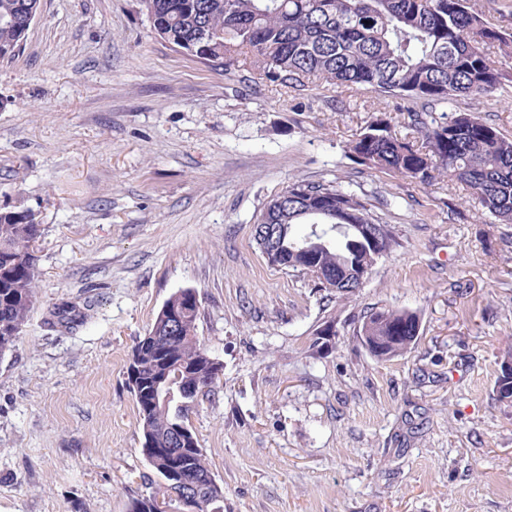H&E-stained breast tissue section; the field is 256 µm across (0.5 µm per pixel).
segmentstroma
I'll return each instance as SVG.
<instances>
[{"instance_id":"1","label":"stroma","mask_w":512,"mask_h":512,"mask_svg":"<svg viewBox=\"0 0 512 512\" xmlns=\"http://www.w3.org/2000/svg\"><path fill=\"white\" fill-rule=\"evenodd\" d=\"M459 107L512 136V93ZM384 112L420 142L368 87L287 92L177 51L138 0H41L0 61V209L42 226L37 302L0 358V512H127L148 491L126 367L183 289L224 365L190 417L224 512H512V405L492 398L512 224L447 178L353 164L347 144ZM296 181L368 199L401 241L350 298L254 242ZM67 301L86 323L48 328ZM371 307L417 312L414 348L372 357L356 336Z\"/></svg>"}]
</instances>
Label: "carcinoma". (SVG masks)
<instances>
[{
	"label": "carcinoma",
	"instance_id": "carcinoma-1",
	"mask_svg": "<svg viewBox=\"0 0 512 512\" xmlns=\"http://www.w3.org/2000/svg\"><path fill=\"white\" fill-rule=\"evenodd\" d=\"M41 0H0V60L13 58L39 14ZM154 34L191 56L246 71L285 89L310 84L367 86L402 101L409 127L423 138L416 146L396 133L387 117L366 123L347 146L351 161L368 169L428 185L440 176L466 186L489 217L512 224V137L473 112L454 109L461 100L492 96L512 84L488 50L512 52V33L486 22L470 0H139ZM449 106L440 113L438 107ZM266 224H318L317 249L322 274L304 263L302 272L324 288L336 278V295L345 298L361 284L347 278L358 269L372 274L378 260L399 247L390 225L383 224L382 249L366 240L359 226L377 224L368 204L336 184L294 182L264 208ZM41 225L29 211L0 210V356L10 351L36 303L39 277L35 248ZM166 305L180 320L175 331L159 330V320L140 338L132 355L140 356L134 396L141 432V453L159 477V487L132 496L127 512H149L160 499L174 501L192 485L199 509L224 494L200 448L188 416L199 397L216 388L224 365L211 363L197 335L200 306L196 293L173 294ZM417 312L379 309L362 317L358 331L370 327L371 355L391 361L412 349L420 336ZM85 315L74 303L55 307L47 325L81 324ZM512 363V345L503 351L493 396L512 403V385L502 382ZM179 374L174 394L155 388L167 370ZM188 431L186 443L171 444L176 427Z\"/></svg>",
	"mask_w": 512,
	"mask_h": 512
}]
</instances>
